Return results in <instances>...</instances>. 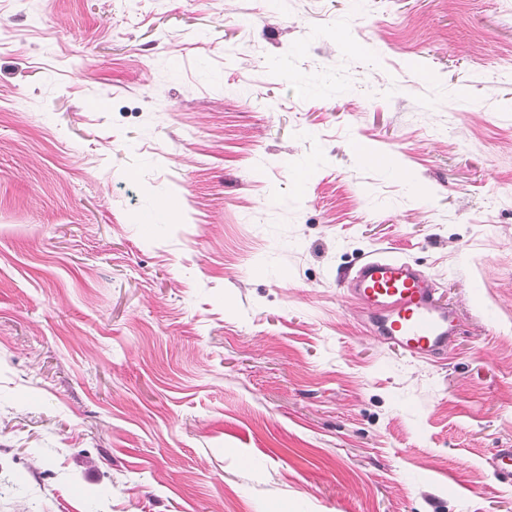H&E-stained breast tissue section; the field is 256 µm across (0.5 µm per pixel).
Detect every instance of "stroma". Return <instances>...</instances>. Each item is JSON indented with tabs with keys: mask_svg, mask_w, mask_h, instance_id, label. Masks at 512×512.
<instances>
[{
	"mask_svg": "<svg viewBox=\"0 0 512 512\" xmlns=\"http://www.w3.org/2000/svg\"><path fill=\"white\" fill-rule=\"evenodd\" d=\"M498 448L512 0H0V512H512ZM349 294L374 317L378 335L415 361L441 355L456 335L453 315L438 304L432 279L392 257L364 261Z\"/></svg>",
	"mask_w": 512,
	"mask_h": 512,
	"instance_id": "obj_1",
	"label": "stroma"
}]
</instances>
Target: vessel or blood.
<instances>
[{
	"label": "vessel or blood",
	"instance_id": "vessel-or-blood-1",
	"mask_svg": "<svg viewBox=\"0 0 512 512\" xmlns=\"http://www.w3.org/2000/svg\"><path fill=\"white\" fill-rule=\"evenodd\" d=\"M348 292L373 315L380 338L412 360L436 358L456 334V321L439 305L432 279L408 262L367 259L356 270Z\"/></svg>",
	"mask_w": 512,
	"mask_h": 512
}]
</instances>
